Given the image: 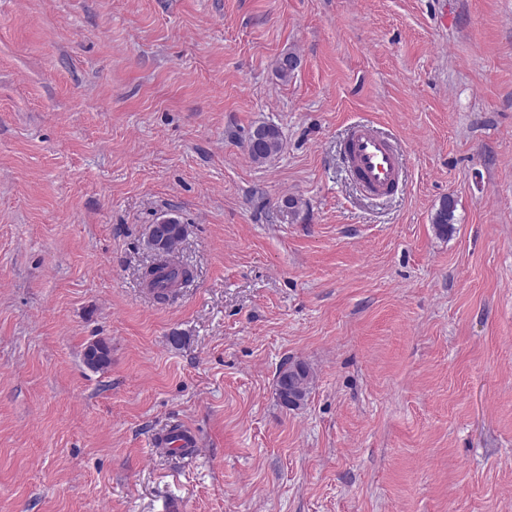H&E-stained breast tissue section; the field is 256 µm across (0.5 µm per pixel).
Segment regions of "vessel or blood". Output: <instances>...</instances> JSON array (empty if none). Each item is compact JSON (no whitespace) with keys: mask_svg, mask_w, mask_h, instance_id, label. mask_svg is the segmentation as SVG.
Listing matches in <instances>:
<instances>
[{"mask_svg":"<svg viewBox=\"0 0 512 512\" xmlns=\"http://www.w3.org/2000/svg\"><path fill=\"white\" fill-rule=\"evenodd\" d=\"M345 155L352 172L370 195H386L397 189L402 180L404 164L400 152L370 125L356 124L350 128ZM153 446L193 458L198 454L199 441L196 434L178 430L159 434L154 438Z\"/></svg>","mask_w":512,"mask_h":512,"instance_id":"vessel-or-blood-1","label":"vessel or blood"}]
</instances>
